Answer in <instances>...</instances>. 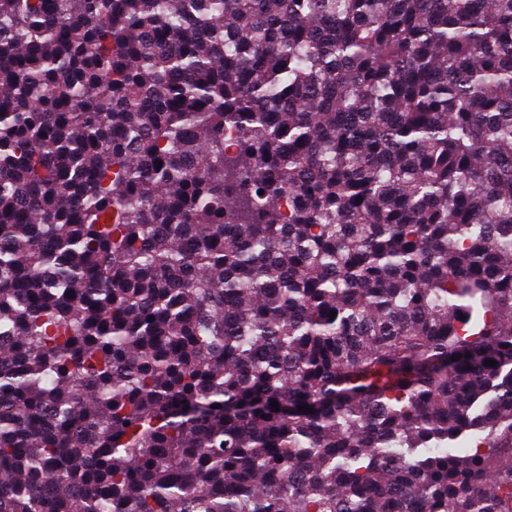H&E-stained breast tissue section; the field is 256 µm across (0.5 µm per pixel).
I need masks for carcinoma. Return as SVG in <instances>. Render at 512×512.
I'll return each mask as SVG.
<instances>
[{"label":"carcinoma","instance_id":"carcinoma-1","mask_svg":"<svg viewBox=\"0 0 512 512\" xmlns=\"http://www.w3.org/2000/svg\"><path fill=\"white\" fill-rule=\"evenodd\" d=\"M0 512H512V0H0Z\"/></svg>","mask_w":512,"mask_h":512}]
</instances>
